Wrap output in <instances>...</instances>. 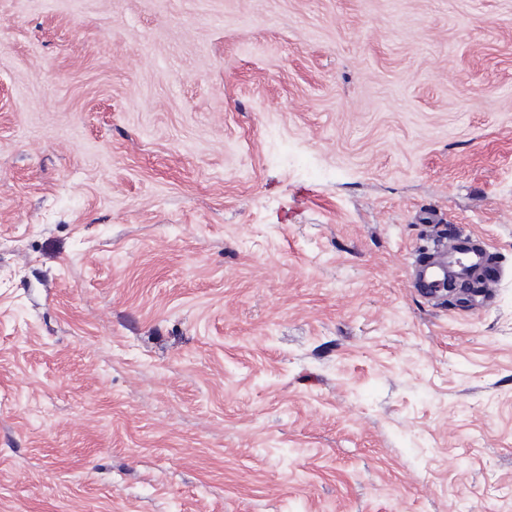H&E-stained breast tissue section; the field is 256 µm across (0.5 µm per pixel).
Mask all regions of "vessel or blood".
<instances>
[{
	"label": "vessel or blood",
	"mask_w": 512,
	"mask_h": 512,
	"mask_svg": "<svg viewBox=\"0 0 512 512\" xmlns=\"http://www.w3.org/2000/svg\"><path fill=\"white\" fill-rule=\"evenodd\" d=\"M411 267L414 286L430 297L438 296L444 286L455 284L478 288L488 299L504 275L489 247L462 228L438 234L433 252L413 259Z\"/></svg>",
	"instance_id": "b4317fda"
}]
</instances>
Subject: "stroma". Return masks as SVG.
Listing matches in <instances>:
<instances>
[{"label": "stroma", "instance_id": "obj_1", "mask_svg": "<svg viewBox=\"0 0 512 512\" xmlns=\"http://www.w3.org/2000/svg\"><path fill=\"white\" fill-rule=\"evenodd\" d=\"M0 512H512V0H0ZM441 232L429 256L410 262L414 286L436 297L446 284L466 285L480 288L482 298L490 299L504 271L489 247L463 227Z\"/></svg>", "mask_w": 512, "mask_h": 512}]
</instances>
